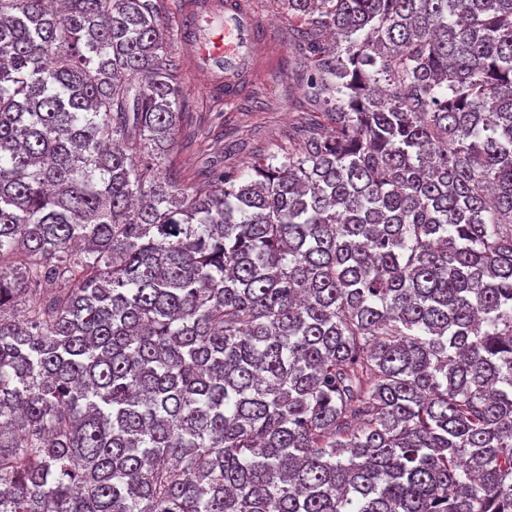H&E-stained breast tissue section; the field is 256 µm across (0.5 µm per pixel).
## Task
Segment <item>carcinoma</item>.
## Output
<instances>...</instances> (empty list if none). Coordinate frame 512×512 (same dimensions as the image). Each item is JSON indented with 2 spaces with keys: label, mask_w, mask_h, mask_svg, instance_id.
Instances as JSON below:
<instances>
[{
  "label": "carcinoma",
  "mask_w": 512,
  "mask_h": 512,
  "mask_svg": "<svg viewBox=\"0 0 512 512\" xmlns=\"http://www.w3.org/2000/svg\"><path fill=\"white\" fill-rule=\"evenodd\" d=\"M48 2L0 0V512H512V0H288L327 131L204 195L154 0Z\"/></svg>",
  "instance_id": "1"
}]
</instances>
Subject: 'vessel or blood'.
<instances>
[{
  "label": "vessel or blood",
  "instance_id": "obj_1",
  "mask_svg": "<svg viewBox=\"0 0 512 512\" xmlns=\"http://www.w3.org/2000/svg\"><path fill=\"white\" fill-rule=\"evenodd\" d=\"M184 15L201 27L191 38L189 65L225 99L245 95L263 66L278 58L267 24L248 0H185Z\"/></svg>",
  "mask_w": 512,
  "mask_h": 512
}]
</instances>
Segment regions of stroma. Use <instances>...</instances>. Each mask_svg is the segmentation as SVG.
Here are the masks:
<instances>
[{"label": "stroma", "instance_id": "35a3bbf8", "mask_svg": "<svg viewBox=\"0 0 512 512\" xmlns=\"http://www.w3.org/2000/svg\"><path fill=\"white\" fill-rule=\"evenodd\" d=\"M250 3L271 29L281 57L251 93L228 104L207 93L202 78L186 65L189 48L182 38L180 0H157L166 56L176 66L181 109L186 114L165 167L182 186L206 188L201 171L209 163L243 171L257 155L287 152L297 144V129L323 109L306 86L310 63L293 39L301 21L289 12L287 0Z\"/></svg>", "mask_w": 512, "mask_h": 512}]
</instances>
